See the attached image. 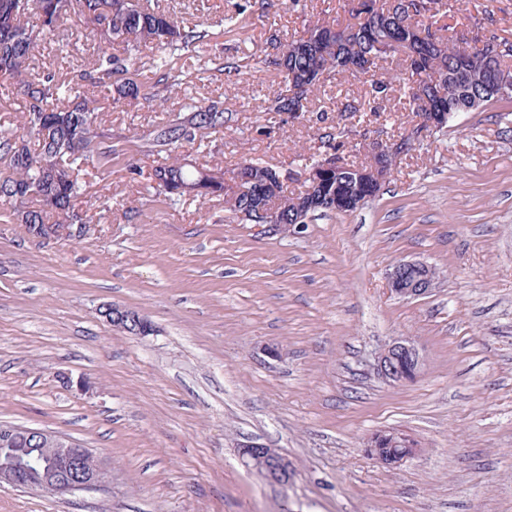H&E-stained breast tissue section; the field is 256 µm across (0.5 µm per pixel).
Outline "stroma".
Masks as SVG:
<instances>
[{
  "mask_svg": "<svg viewBox=\"0 0 512 512\" xmlns=\"http://www.w3.org/2000/svg\"><path fill=\"white\" fill-rule=\"evenodd\" d=\"M160 5L209 26L226 65L205 84L197 60L174 61L187 96L224 104V127L192 150L197 162L228 170L250 158L298 193L313 159L364 161L370 142L413 125L402 84L372 104L363 75L322 88L301 118L268 111L281 82L270 26L299 31L326 6L345 22L346 0ZM476 17L512 39V0H460L447 23ZM94 48L62 24L35 69L72 77ZM99 99L116 151L81 179L92 218L83 233L39 240L0 207V423L78 440L112 484L66 500L0 486V512H512V99L421 137L361 209L289 233L239 222L218 201L170 205L146 177L165 157L143 137L172 113ZM349 101L362 112L343 111ZM411 258L439 271L434 291L391 296L389 269ZM112 303L139 311L154 334L106 322L99 309ZM397 336L417 344L424 366L393 387L371 364ZM389 429L421 445L397 468L364 448ZM246 443L286 457L288 483L246 468Z\"/></svg>",
  "mask_w": 512,
  "mask_h": 512,
  "instance_id": "35a3bbf8",
  "label": "stroma"
}]
</instances>
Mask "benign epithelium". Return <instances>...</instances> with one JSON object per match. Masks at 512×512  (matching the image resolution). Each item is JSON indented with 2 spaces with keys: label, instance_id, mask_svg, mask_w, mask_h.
Instances as JSON below:
<instances>
[{
  "label": "benign epithelium",
  "instance_id": "obj_1",
  "mask_svg": "<svg viewBox=\"0 0 512 512\" xmlns=\"http://www.w3.org/2000/svg\"><path fill=\"white\" fill-rule=\"evenodd\" d=\"M424 112L417 117L413 131L403 140L396 142L378 140L371 143L369 153L397 162L414 142L426 133L437 131L442 126L446 113L433 112L428 99L419 101ZM341 162L332 155L314 167L307 175L313 186L339 175ZM390 169L381 165L361 172L357 181L369 187L371 195L381 190ZM369 195V196H371ZM369 196L362 195L351 188L338 194L329 203L336 213H348L360 208ZM266 216V226L281 231H292L306 223L305 210L295 214L290 224H275V210L258 209ZM30 235L37 239L70 237L73 231H81L85 225L76 226L64 221L60 224H29ZM437 273L432 266L419 260H405L396 264L388 274V292L403 299H414L432 292ZM102 317L114 327H118L133 336H149L154 329L151 322L138 313L109 304L103 307ZM423 357L414 342L405 337H397L384 344L375 354L372 369L374 374L390 385H403L414 381L421 373ZM23 441L34 450L33 460L27 464H18L11 457V449H3L4 460L0 461V484L26 490L49 492L59 498L79 493L101 491L112 482V474L105 464L95 456L91 449L75 440L41 428L7 425L0 427V443L5 445L13 441ZM415 440L407 434L387 430L372 433L365 442V452L382 465L397 468L417 455ZM376 448H410L412 452L383 458L374 452ZM266 480L273 483H285L291 475L287 459H282L262 472Z\"/></svg>",
  "mask_w": 512,
  "mask_h": 512
}]
</instances>
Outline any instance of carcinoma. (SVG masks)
I'll return each mask as SVG.
<instances>
[{"mask_svg":"<svg viewBox=\"0 0 512 512\" xmlns=\"http://www.w3.org/2000/svg\"><path fill=\"white\" fill-rule=\"evenodd\" d=\"M406 9L381 8L368 18L348 9L351 21L338 26L324 17L303 20L299 35H271L277 54L273 64L282 74L279 91L267 110L293 116L308 111L311 97L346 73H367L400 52L405 55L410 90L406 105L419 114L413 84L430 100L446 104L451 124L463 111L469 97L484 103L498 101L488 94L496 78L484 77L459 87L452 78L464 47L459 37L440 34L439 23L455 8L452 0H405ZM423 15L411 22L407 10ZM78 14V25L103 44L123 48L121 54H99L92 67L83 70L76 82L57 80L51 74L37 77L34 51L49 38L64 18ZM212 33L201 24L179 22L149 0H0V85L17 90L25 99L21 115L23 133L0 132V158L9 175L0 177V204L10 207L19 224H42L44 217L66 209L71 224H88L87 212L79 205L83 167L112 157V129L99 119L100 107L91 91L111 87L112 107L122 108L139 99L163 106L178 98L183 89L182 72L171 67L175 55L195 57L201 62L197 79L213 80L224 72V59L212 52ZM152 55L153 81H136L140 55ZM182 115L158 126L147 139L149 148L167 153V161L151 169L147 179L158 196L175 204L186 196L224 199L225 174L219 165H200L179 152L182 144L204 141L200 129L224 128V107L211 101L190 98L179 108ZM35 137L38 148L30 147L24 134ZM246 173L240 182L236 203L225 208L234 218L253 224L254 211L270 206L281 217L294 213L293 197L286 194L281 174L253 160H244L230 170L233 178ZM336 192L335 183L323 182L314 191L297 198L313 200L310 214L327 213V200Z\"/></svg>","mask_w":512,"mask_h":512,"instance_id":"carcinoma-1","label":"carcinoma"}]
</instances>
